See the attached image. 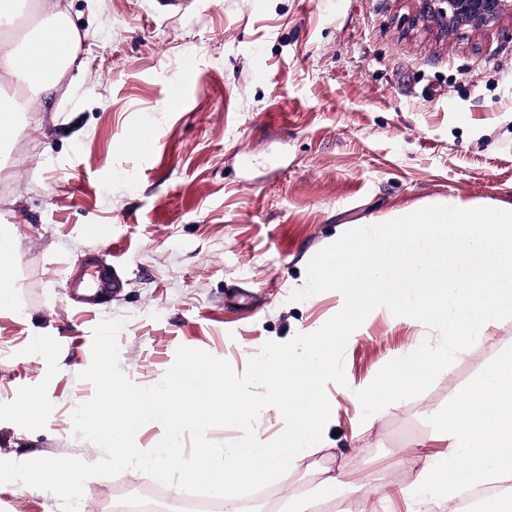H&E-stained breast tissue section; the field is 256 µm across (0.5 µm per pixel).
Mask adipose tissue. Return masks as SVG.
I'll list each match as a JSON object with an SVG mask.
<instances>
[{
  "label": "adipose tissue",
  "instance_id": "ef3b65f1",
  "mask_svg": "<svg viewBox=\"0 0 512 512\" xmlns=\"http://www.w3.org/2000/svg\"><path fill=\"white\" fill-rule=\"evenodd\" d=\"M51 12V25L24 35L15 47L9 38L19 11L15 0H0V75L28 91L75 59V36L62 0H53ZM440 441L442 450L430 457L412 448L403 459L406 481L399 492L412 504L440 495L453 504L474 487L512 477V354L449 402Z\"/></svg>",
  "mask_w": 512,
  "mask_h": 512
}]
</instances>
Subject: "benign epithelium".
Returning a JSON list of instances; mask_svg holds the SVG:
<instances>
[{
  "label": "benign epithelium",
  "mask_w": 512,
  "mask_h": 512,
  "mask_svg": "<svg viewBox=\"0 0 512 512\" xmlns=\"http://www.w3.org/2000/svg\"><path fill=\"white\" fill-rule=\"evenodd\" d=\"M414 22L439 39L462 28L478 30L512 15V0H419Z\"/></svg>",
  "instance_id": "benign-epithelium-1"
}]
</instances>
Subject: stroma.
<instances>
[{
    "label": "stroma",
    "mask_w": 512,
    "mask_h": 512,
    "mask_svg": "<svg viewBox=\"0 0 512 512\" xmlns=\"http://www.w3.org/2000/svg\"><path fill=\"white\" fill-rule=\"evenodd\" d=\"M67 2L76 59L0 145V234L25 311L0 312V459L101 457L71 422L93 394L76 375L100 321L124 320L120 366L138 385L158 383L181 346L240 374L266 341L341 308L335 291L290 295L344 231L451 197L512 207V16L439 40L413 26L416 0H187L177 15L155 0ZM179 83L183 106H166ZM139 131L158 142L151 156L129 146ZM97 251L126 285L84 316L63 277ZM426 340L439 336L420 321L372 312L347 343L346 386H327L321 443L226 512H262L270 494L372 512L377 500L322 485V469L397 487L403 449L439 450L449 400L512 351V322L362 419L356 390ZM23 396L41 401L34 418L17 415ZM136 487L180 497L128 470L87 480L79 512ZM0 512L60 502L12 483Z\"/></svg>",
    "instance_id": "obj_1"
}]
</instances>
